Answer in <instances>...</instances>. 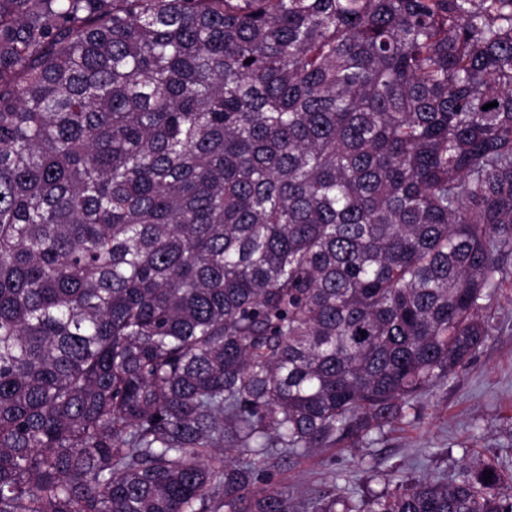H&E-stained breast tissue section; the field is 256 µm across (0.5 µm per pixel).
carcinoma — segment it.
Instances as JSON below:
<instances>
[{"mask_svg":"<svg viewBox=\"0 0 512 512\" xmlns=\"http://www.w3.org/2000/svg\"><path fill=\"white\" fill-rule=\"evenodd\" d=\"M511 279L512 0H0V512H512L495 461L268 475Z\"/></svg>","mask_w":512,"mask_h":512,"instance_id":"carcinoma-1","label":"carcinoma"}]
</instances>
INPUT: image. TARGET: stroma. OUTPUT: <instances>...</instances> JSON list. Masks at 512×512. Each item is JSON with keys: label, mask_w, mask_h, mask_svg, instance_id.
I'll use <instances>...</instances> for the list:
<instances>
[{"label": "stroma", "mask_w": 512, "mask_h": 512, "mask_svg": "<svg viewBox=\"0 0 512 512\" xmlns=\"http://www.w3.org/2000/svg\"><path fill=\"white\" fill-rule=\"evenodd\" d=\"M489 314L490 334L463 374L422 397L367 444L311 452L272 468L274 481L305 497L327 489L332 473L344 471L364 496L383 490L391 469L411 480L450 475L494 457L512 470V281L498 288Z\"/></svg>", "instance_id": "35a3bbf8"}]
</instances>
